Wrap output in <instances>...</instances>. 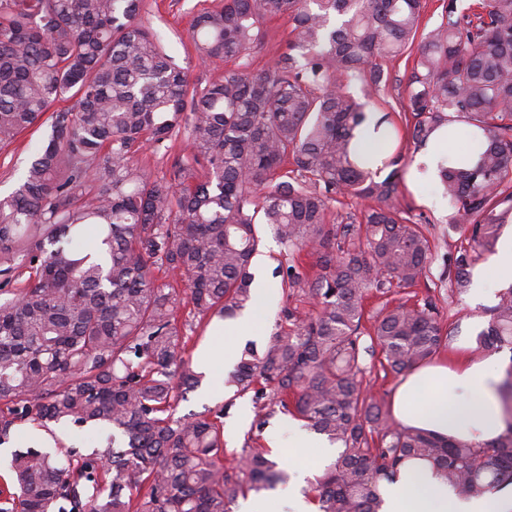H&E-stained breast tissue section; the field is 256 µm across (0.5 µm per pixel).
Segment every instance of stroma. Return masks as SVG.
<instances>
[{"label":"stroma","mask_w":512,"mask_h":512,"mask_svg":"<svg viewBox=\"0 0 512 512\" xmlns=\"http://www.w3.org/2000/svg\"><path fill=\"white\" fill-rule=\"evenodd\" d=\"M221 3L222 0H143L142 20L159 34L166 51L185 69L190 82L201 87L222 79L228 65L221 60L203 63L197 59L191 43V26L200 9L214 8ZM263 29L265 36L261 44L250 54L252 68L256 71L277 58L289 40L290 26L286 19L268 20ZM47 134V127L35 128L20 135L8 147L0 149V195H8L14 190L29 157ZM403 197L412 215L429 220L435 236V258L421 285L369 299L368 308L372 311L386 302L395 304L425 298L429 286L437 282L442 273L445 261L460 244L459 234L448 228L452 209L447 199L434 191L428 180H420L413 175L406 177ZM501 286V277L492 272L488 275L485 301H475L473 293L468 292L450 296L439 305L443 323L454 329V341H466L467 352L473 359L480 360L489 355L488 350L478 348L477 335L488 323L485 308L493 304ZM207 409H222L226 412L224 437L226 453L230 456L241 454L243 449L252 446L268 447L275 439L287 441L298 426L297 421L290 416L278 413L269 419L264 428H257V408L253 393L240 395L231 388L210 399L203 398L200 391H191L185 401L179 402L176 412L183 415Z\"/></svg>","instance_id":"1"}]
</instances>
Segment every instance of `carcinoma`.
I'll return each instance as SVG.
<instances>
[{
	"instance_id": "carcinoma-1",
	"label": "carcinoma",
	"mask_w": 512,
	"mask_h": 512,
	"mask_svg": "<svg viewBox=\"0 0 512 512\" xmlns=\"http://www.w3.org/2000/svg\"><path fill=\"white\" fill-rule=\"evenodd\" d=\"M425 5L224 0L199 13L192 40L202 61L237 68L199 88L141 21V0H0V148L50 126L0 198V276L28 272L0 300V446L27 422L96 429L105 443L12 451L0 512H232L286 483L261 448L224 466L229 404L174 416L200 380L176 322L190 308L194 332L256 304L259 222L286 256L273 276L309 307L285 309L224 385L255 392L257 427L277 408L340 445L307 493L317 512H380V485L410 459L429 462L459 499L512 485V365L500 386L505 429L487 444L394 422L364 381L363 355L402 375L454 333L431 296L365 310L370 292L417 286L433 260L401 201L410 160L360 145L366 125L383 153L399 133L369 99L389 80L386 62L413 58L400 119L415 148L463 129L465 148L420 167L461 233L451 293L467 292L472 264L512 224V0H442L430 30ZM274 17L291 25L288 51L254 71L248 53ZM183 132L189 152L169 177L135 161ZM343 198L367 206L332 224ZM301 252L311 268L295 261ZM486 313L480 347L512 352V284Z\"/></svg>"
}]
</instances>
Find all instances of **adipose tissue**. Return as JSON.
I'll list each match as a JSON object with an SVG mask.
<instances>
[{"label":"adipose tissue","instance_id":"ef3b65f1","mask_svg":"<svg viewBox=\"0 0 512 512\" xmlns=\"http://www.w3.org/2000/svg\"><path fill=\"white\" fill-rule=\"evenodd\" d=\"M507 364V359L489 357L421 367L399 386L393 415L403 424L442 437L494 440L504 431L497 386ZM332 454V449L315 447L300 431L289 437L287 448L276 451L277 458L301 476ZM380 492L383 512H512V487L489 499L462 501L429 467H402L395 481L383 483Z\"/></svg>","mask_w":512,"mask_h":512}]
</instances>
